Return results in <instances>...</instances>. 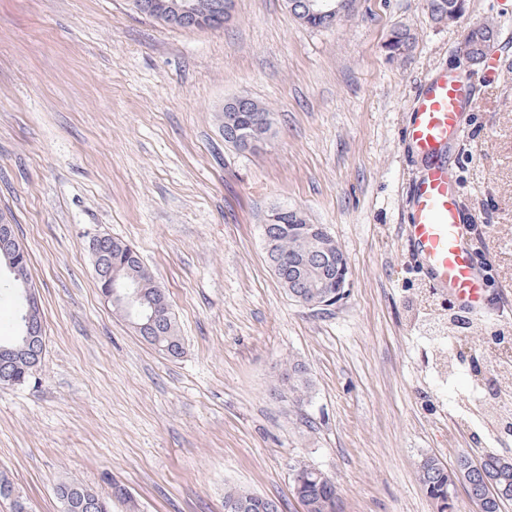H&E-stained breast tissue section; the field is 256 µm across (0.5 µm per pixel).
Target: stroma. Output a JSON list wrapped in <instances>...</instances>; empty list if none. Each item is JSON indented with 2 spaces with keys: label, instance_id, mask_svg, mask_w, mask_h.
<instances>
[{
  "label": "stroma",
  "instance_id": "35a3bbf8",
  "mask_svg": "<svg viewBox=\"0 0 512 512\" xmlns=\"http://www.w3.org/2000/svg\"><path fill=\"white\" fill-rule=\"evenodd\" d=\"M498 37L484 63L467 29ZM417 36L389 59L393 28ZM445 69L473 87L452 161L475 217L473 256L512 325V0H469L443 25L424 0H357L309 28L285 0H235L213 29L163 26L131 0H0V218L41 297L47 352L0 388V474L31 512H59L76 479L130 502L112 512H224L236 487L302 512L298 468L333 478L345 512H440L422 458L512 456L469 366L435 369L421 330L429 281L408 249L418 162L405 131L418 89ZM245 95L273 113L255 152L220 116ZM325 225L349 258L346 296L295 302L268 262L275 207ZM131 245L164 289L184 352L145 343L102 297L87 235ZM309 386L289 392V364Z\"/></svg>",
  "mask_w": 512,
  "mask_h": 512
}]
</instances>
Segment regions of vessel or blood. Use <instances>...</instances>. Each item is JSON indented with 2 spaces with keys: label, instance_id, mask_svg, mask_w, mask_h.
<instances>
[{
  "label": "vessel or blood",
  "instance_id": "vessel-or-blood-1",
  "mask_svg": "<svg viewBox=\"0 0 512 512\" xmlns=\"http://www.w3.org/2000/svg\"><path fill=\"white\" fill-rule=\"evenodd\" d=\"M471 102L467 80L444 70L426 80L415 97L406 137L419 171L411 188L406 239L437 292L469 312L483 314L490 304L470 250L473 219L447 160L465 134L462 114Z\"/></svg>",
  "mask_w": 512,
  "mask_h": 512
}]
</instances>
